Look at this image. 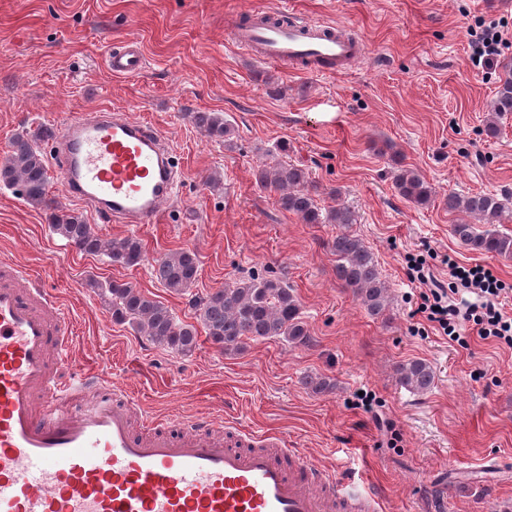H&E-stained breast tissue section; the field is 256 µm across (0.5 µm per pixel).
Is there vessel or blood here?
<instances>
[{"instance_id": "obj_1", "label": "vessel or blood", "mask_w": 512, "mask_h": 512, "mask_svg": "<svg viewBox=\"0 0 512 512\" xmlns=\"http://www.w3.org/2000/svg\"><path fill=\"white\" fill-rule=\"evenodd\" d=\"M238 42L263 60L304 62L320 76L360 45L334 26L251 23ZM138 75L134 46L110 52ZM52 160L66 192L125 224H154L176 197L173 154L152 126L108 110L70 118ZM69 323L46 289L0 262V512H377V499L320 469L286 438L182 422L179 435L131 430V398L100 369L60 379Z\"/></svg>"}]
</instances>
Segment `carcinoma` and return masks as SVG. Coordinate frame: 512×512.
Here are the masks:
<instances>
[{
    "label": "carcinoma",
    "instance_id": "obj_1",
    "mask_svg": "<svg viewBox=\"0 0 512 512\" xmlns=\"http://www.w3.org/2000/svg\"><path fill=\"white\" fill-rule=\"evenodd\" d=\"M512 113V74L501 81L487 125L491 134L498 132V121ZM191 120L209 139L231 145L230 125L213 112H193ZM51 131L39 126L26 130L12 142L9 158L0 165V182L17 186L21 196L32 206L49 212V225L54 234L87 255L104 253L113 263L135 267L144 260L140 240L131 235L105 243L92 225L82 217L55 205L49 196L46 159L39 142L48 139ZM264 189L279 194L281 207L297 215L305 224H354L355 211L341 204L322 212L309 188L307 172L293 164L279 162L257 173ZM398 193L407 201L425 204L432 196V187L410 168H400L394 177ZM509 199L491 193L460 197L448 194L450 212H463L469 220L451 225L453 237L468 249L481 254L512 259V233H503L496 225L512 215ZM336 278L349 288L368 315L379 318L390 304L385 281L381 278L374 253L357 236L342 233L333 240ZM156 280L169 292L180 294L198 281L199 261L190 250H181L154 260ZM86 286L96 290L112 311V318L130 323L159 346L175 353L187 354L198 344V333L192 324L176 320L172 312L130 282L102 283L89 278ZM197 317L207 339L224 353H240L247 341L279 338L288 343L306 346L311 338L301 316L300 304L293 289L280 277L247 279L224 285L199 298ZM396 374L402 384L417 392H427L433 385L430 366L419 359L401 363Z\"/></svg>",
    "mask_w": 512,
    "mask_h": 512
}]
</instances>
